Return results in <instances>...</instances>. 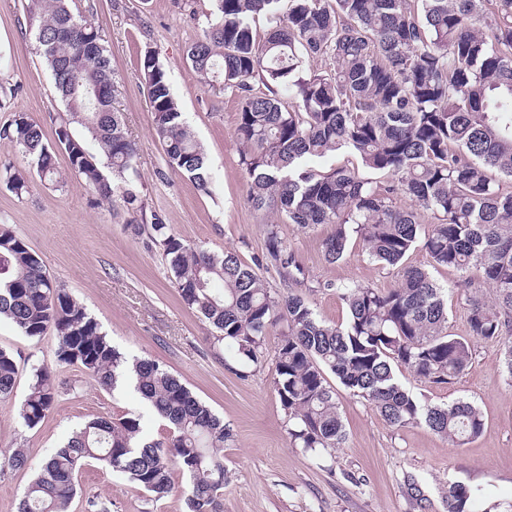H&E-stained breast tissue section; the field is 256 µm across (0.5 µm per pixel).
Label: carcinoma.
<instances>
[{
    "label": "carcinoma",
    "mask_w": 512,
    "mask_h": 512,
    "mask_svg": "<svg viewBox=\"0 0 512 512\" xmlns=\"http://www.w3.org/2000/svg\"><path fill=\"white\" fill-rule=\"evenodd\" d=\"M27 8L67 112L52 141L22 112L0 126V140L29 160L42 184L80 179L101 199L117 198L150 220L148 243L162 250L181 300L235 349L241 365L262 366L269 329L282 325L274 390L294 446L327 451L345 439L328 373L391 426L423 424L454 447L483 433L477 406L422 404L397 371L450 384L467 368L475 343L495 341L512 378V336L504 332L512 317V192L499 183L512 180V0H215L203 36L186 47L202 84L238 98L248 202L304 229L333 225L323 240L330 263L345 258L355 236L372 262L395 271L393 288L342 286L348 316L340 325L319 318L297 289L274 297L260 261L211 252L178 236L160 215L146 216L133 179L135 144L113 103L93 98L104 83L117 91L105 41L74 14L70 0H28ZM259 16L267 21L261 37L252 26ZM86 40L97 42V57L63 70ZM319 58L332 69L305 67ZM140 77L168 168L207 189L208 154L185 124L151 50L140 59ZM255 78L264 91L254 90ZM285 83L292 89L286 103L276 91ZM60 151L68 158L66 176L57 166ZM339 151L357 165L325 173L309 168L310 160ZM398 195L410 207L396 206ZM420 239L434 265L490 291L465 299L467 339L448 332V290L406 263ZM266 260L285 282L301 283L303 269L274 223L267 225ZM0 318L37 341L53 331L56 363L78 366L106 390L130 380L167 427L163 439L147 441L139 416L85 422L24 486L16 512H69L78 473L91 461L124 476L151 501L173 492L178 469L186 477L188 512H224L230 428L164 365L119 352L8 224H0ZM17 374L13 354L0 348V400L13 395ZM55 398L54 369L32 366L24 426L37 427ZM30 467L28 449L0 448V476ZM472 502L466 486L448 485V512H472Z\"/></svg>",
    "instance_id": "1"
}]
</instances>
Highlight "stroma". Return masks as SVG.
<instances>
[{
    "label": "stroma",
    "instance_id": "35a3bbf8",
    "mask_svg": "<svg viewBox=\"0 0 512 512\" xmlns=\"http://www.w3.org/2000/svg\"><path fill=\"white\" fill-rule=\"evenodd\" d=\"M26 5L27 0H0V87L8 91L0 99V124L24 112L50 137L65 107L29 30ZM72 9L110 47L116 106L137 146L136 186L147 212L212 252L232 250L249 264L262 258L268 218L247 201L236 135L238 101L202 85L185 55L206 27L214 0H73ZM149 49L164 65L186 122L211 159L208 191L166 165L139 73L140 58ZM12 167L25 169L26 161L0 141V223L10 225L42 257L53 281L86 307L120 352L165 364L233 429L235 440L224 451V512H447L452 482L473 488L481 501L512 499V381L502 370L497 343H476L469 367L449 384L399 373L422 403L464 400L479 407L485 431L471 443L454 448L426 426L389 425L335 381L331 387L346 439L330 454L316 455L290 442L288 418L274 390L273 360L241 373L233 348L216 340L209 323L183 304L162 252L147 247L146 235L135 232L120 201L99 200L77 180L48 187L35 178L20 194L8 186ZM280 231L314 288L315 311L326 321L338 324L347 318L340 286L355 282L386 289L396 284L394 272L371 262L356 238L343 261L326 262L322 242L331 225L309 231L284 222ZM408 262L430 269L432 278L448 288L449 330L467 336L468 286L458 272L431 269L420 247ZM0 347L13 352L18 367L13 397L0 400V448L29 449L37 465L83 422L125 414L141 417L145 436L165 435L163 422L134 389L104 390L74 366H55L57 396L50 415L37 428L23 427L19 409L31 367L53 364L56 339L50 333L29 339L1 320ZM78 481L82 494L71 512H83L89 495L110 499L112 512H187L179 494L149 501L126 478L94 462L81 470Z\"/></svg>",
    "mask_w": 512,
    "mask_h": 512
}]
</instances>
